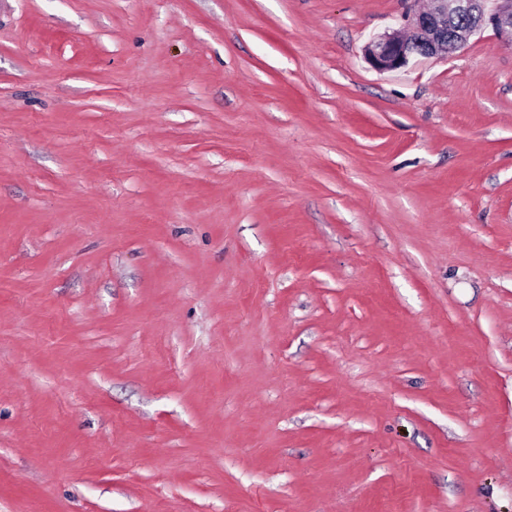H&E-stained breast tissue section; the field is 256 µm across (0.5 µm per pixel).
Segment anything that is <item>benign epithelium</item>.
Listing matches in <instances>:
<instances>
[{"mask_svg":"<svg viewBox=\"0 0 512 512\" xmlns=\"http://www.w3.org/2000/svg\"><path fill=\"white\" fill-rule=\"evenodd\" d=\"M488 27L512 32V0H434L432 7L408 17L407 34L376 37L367 45L365 57L377 71H396L420 49L428 56L451 52Z\"/></svg>","mask_w":512,"mask_h":512,"instance_id":"7a95c632","label":"benign epithelium"}]
</instances>
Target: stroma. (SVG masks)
I'll use <instances>...</instances> for the list:
<instances>
[{
	"label": "stroma",
	"mask_w": 512,
	"mask_h": 512,
	"mask_svg": "<svg viewBox=\"0 0 512 512\" xmlns=\"http://www.w3.org/2000/svg\"><path fill=\"white\" fill-rule=\"evenodd\" d=\"M429 0H0V512H512V36ZM431 8L413 13L407 20V34H383L365 49L367 62L377 71L406 67L417 50L427 56L451 52L469 36L488 27L501 33L512 32V0H433ZM469 18L470 24H458Z\"/></svg>",
	"instance_id": "obj_1"
}]
</instances>
